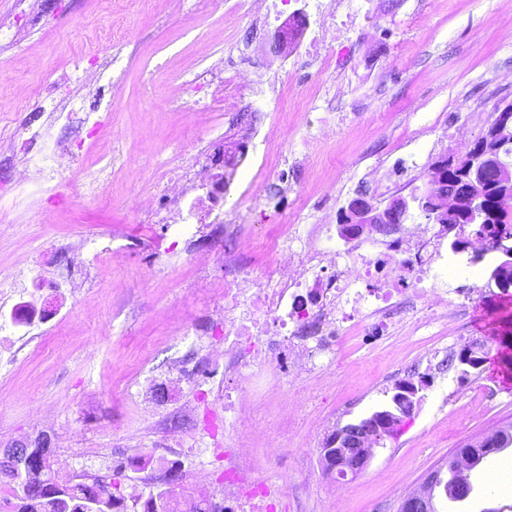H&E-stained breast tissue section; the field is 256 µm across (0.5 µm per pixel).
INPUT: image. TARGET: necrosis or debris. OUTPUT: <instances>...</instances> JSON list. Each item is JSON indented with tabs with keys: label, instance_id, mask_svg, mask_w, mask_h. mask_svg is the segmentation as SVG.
Here are the masks:
<instances>
[{
	"label": "necrosis or debris",
	"instance_id": "obj_1",
	"mask_svg": "<svg viewBox=\"0 0 512 512\" xmlns=\"http://www.w3.org/2000/svg\"><path fill=\"white\" fill-rule=\"evenodd\" d=\"M211 179L208 157L198 154L159 193L143 194L138 209L162 216L177 237L208 224L227 241L221 254L224 419L239 435L223 451L224 512H276L287 491L263 479L254 461L252 429L262 422L268 397L258 372L270 366L291 379L315 375L302 394L321 400L326 382L316 373L338 346L439 328L476 301L488 246L477 237L470 256L448 257L444 242L452 229L445 224L373 226L340 246L335 225L281 224L258 248L241 226L226 225L223 214L207 207ZM259 250L271 258L261 274L250 261Z\"/></svg>",
	"mask_w": 512,
	"mask_h": 512
}]
</instances>
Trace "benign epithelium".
Masks as SVG:
<instances>
[{"instance_id":"7a95c632","label":"benign epithelium","mask_w":512,"mask_h":512,"mask_svg":"<svg viewBox=\"0 0 512 512\" xmlns=\"http://www.w3.org/2000/svg\"><path fill=\"white\" fill-rule=\"evenodd\" d=\"M512 125V104L496 108L494 118L481 136L470 144L468 154L448 157V162L435 165V171L423 186L415 187L406 196H394L385 207L379 208L363 196L350 199L346 210L352 214V231L360 234L366 224H401L413 209H426L438 218L440 224H457L460 212L466 213L467 224L478 225L484 239L491 248L512 259V248L505 245L506 236L495 224L487 222L485 210L486 194L492 190L501 197L508 198L512 193V181L505 174L512 166L505 163L500 155L499 132ZM464 163L462 184L465 192L451 182L441 179L438 170L448 165ZM387 417L381 413L336 429L330 439L320 449L324 469L328 474L342 471L357 475L364 471L373 459L368 449L363 447L365 437L373 430L384 427ZM35 446L52 447L49 435L41 433L34 438L17 439L0 449V454L13 458L21 457L25 449ZM433 499L430 495H415L403 498L397 512H431Z\"/></svg>"}]
</instances>
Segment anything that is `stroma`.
I'll list each match as a JSON object with an SVG mask.
<instances>
[{"mask_svg": "<svg viewBox=\"0 0 512 512\" xmlns=\"http://www.w3.org/2000/svg\"><path fill=\"white\" fill-rule=\"evenodd\" d=\"M341 38L332 42L330 68L297 64L271 49V37L244 13L199 15L194 0H0V328L22 292L48 319L34 335H12L18 356L0 352V445L49 434L53 470L72 477H116L121 486H147L180 464L174 491H193L204 468L213 501H221L224 464L208 435L206 414L223 416L215 393L223 374L206 362L191 334L205 324L220 295L224 267L199 272L192 256L161 255L171 239L166 225L145 221L133 198L161 188L176 165L199 150L243 149L230 188L213 208L228 224L246 225L263 240L277 224H312L323 206L340 213L362 194L376 205L408 194L430 177L442 157L463 153L512 103V0H343ZM122 24L144 62L124 69L128 45L112 40ZM225 27L221 45L207 36ZM224 55V77L248 69L261 83L244 92L250 109L267 112L266 145L240 144L234 112H189L167 105L166 88L179 74L201 71L208 56ZM44 99L75 98L93 112H111L109 128L72 144L75 171L55 176L50 194L63 202L38 204V172L21 180L25 143L15 125L62 127L38 107L22 105L21 84ZM111 170L99 195L76 196L74 182ZM288 179L287 192L275 187ZM111 234L119 245L107 260L85 251L67 273L63 247L71 240ZM491 267L486 292L449 335L484 341L497 354L500 294ZM415 338L386 337L347 354L329 370L337 380L326 403L304 404L294 429L254 436L262 472L288 488V512H396L394 486L422 483L454 448L480 439L485 428L512 423V379L495 364L438 375L420 390L413 414L384 438L368 468L347 477L338 502L322 490L329 477L319 450L336 428L391 408L382 380H414ZM187 371L175 396L143 405L138 390L162 388L172 360ZM196 422L179 425L183 401ZM506 478L508 489L488 494L485 476ZM472 492L451 512H512V447L494 451L470 473Z\"/></svg>", "mask_w": 512, "mask_h": 512, "instance_id": "35a3bbf8", "label": "stroma"}]
</instances>
